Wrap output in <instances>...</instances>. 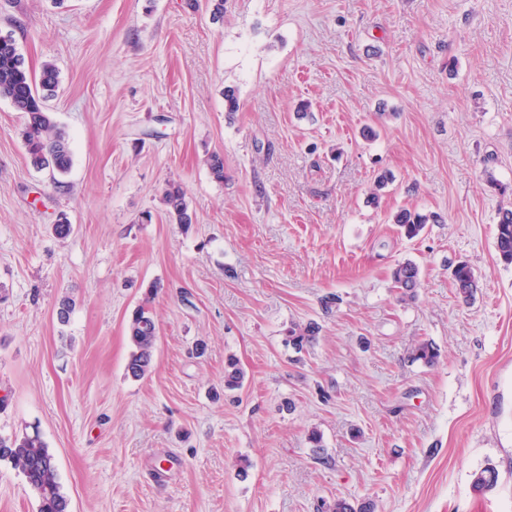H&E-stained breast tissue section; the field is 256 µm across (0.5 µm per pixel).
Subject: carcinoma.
Here are the masks:
<instances>
[{
  "mask_svg": "<svg viewBox=\"0 0 512 512\" xmlns=\"http://www.w3.org/2000/svg\"><path fill=\"white\" fill-rule=\"evenodd\" d=\"M59 84L56 67L47 63L39 77L31 75L20 54L12 35L0 34V98L8 100L23 119L21 137L30 164L39 170L51 169L60 174L71 166V152L65 133L58 128L45 102L54 96ZM166 214L172 224H190L192 212L185 199L182 187L170 183L163 193ZM436 215H422L401 210L393 216V223L402 229L410 239L418 236L425 224L437 222ZM496 250L499 260L505 265L512 264V208L498 212L496 224ZM456 292L464 302L473 300L474 273L466 263L457 264L452 270ZM393 280L406 297H414L420 285V270L413 262H404L394 269ZM129 340L134 347L126 365L127 374L133 378L143 377L149 370L157 341V324L146 305H140L127 322ZM317 326L311 323L302 333L290 331L288 342L296 349L316 335ZM438 359L437 349L429 342H421L413 352V360L426 365ZM244 373L238 362L230 357L224 368V388L234 390L242 385ZM0 462H7L19 471H27L30 479L27 485L36 492L39 500L38 512H68L67 499L60 491L58 472L48 448L39 432L22 435L0 434ZM499 473L494 467H485L473 474L474 492L483 494L498 484ZM328 512H375L374 504L363 502L357 506L343 498L327 506Z\"/></svg>",
  "mask_w": 512,
  "mask_h": 512,
  "instance_id": "1",
  "label": "carcinoma"
}]
</instances>
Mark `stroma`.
Masks as SVG:
<instances>
[{
	"label": "stroma",
	"mask_w": 512,
	"mask_h": 512,
	"mask_svg": "<svg viewBox=\"0 0 512 512\" xmlns=\"http://www.w3.org/2000/svg\"><path fill=\"white\" fill-rule=\"evenodd\" d=\"M211 9L0 0L30 71L60 72L48 108L72 154L67 174L34 169L0 99V432L39 431L68 512H512V265L495 239L512 207V0ZM172 182L190 226L167 218ZM402 209L440 220L409 240ZM408 260L413 300L392 280ZM142 303L158 339L135 380ZM311 322L295 350L289 330ZM421 341L434 365L411 361ZM231 356L245 378L228 394ZM487 466L499 482L480 495ZM37 509L0 462V512ZM452 278L456 292L464 302L473 300L476 292L474 288V273L467 263H459L452 270ZM129 340L135 350L126 365L127 374L139 379L149 370L157 341V324L146 304L138 306L127 322Z\"/></svg>",
	"instance_id": "35a3bbf8"
}]
</instances>
